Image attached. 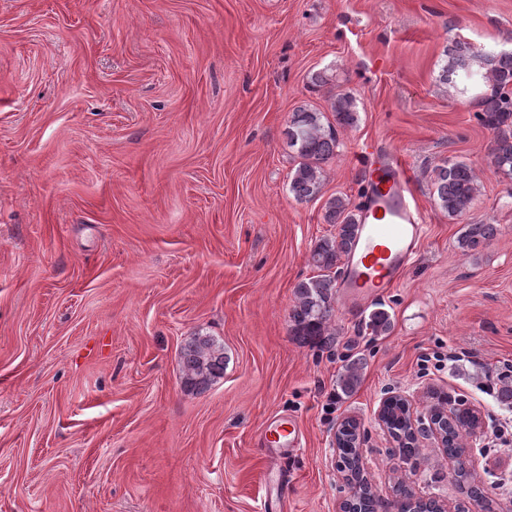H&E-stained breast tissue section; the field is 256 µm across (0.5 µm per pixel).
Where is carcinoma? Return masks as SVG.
Instances as JSON below:
<instances>
[{"instance_id": "obj_1", "label": "carcinoma", "mask_w": 512, "mask_h": 512, "mask_svg": "<svg viewBox=\"0 0 512 512\" xmlns=\"http://www.w3.org/2000/svg\"><path fill=\"white\" fill-rule=\"evenodd\" d=\"M439 81L456 85L483 84L491 88L490 95L482 98L484 112L478 115L482 124L492 133L489 147L491 162L496 171L512 176V52L475 56L464 53L452 58L451 63L439 74ZM336 125H323L320 113L301 110L293 114L288 127L289 146L300 162L290 175L289 188L300 201L314 199L321 190L323 165L336 156L338 145L336 126H352L357 122L354 99L346 93H338L331 102ZM433 186L441 208L450 216L464 213L478 191L472 167L464 161L451 162L434 170ZM325 220L338 227L336 236L322 238L311 253L313 265L319 274L300 281L294 290L295 304L291 310V332L303 342L320 347L336 343L335 334L328 323L333 315L336 281L340 274L339 264L349 250L356 229V217L350 201L335 197L326 203ZM497 232L494 224H469L459 239V245L475 250L493 239ZM391 328L389 313L384 309L372 311L365 322V329L380 336ZM183 387L188 391H202L215 380L224 376V346L210 336L197 334L190 338L180 351ZM360 364L344 367L338 378L342 393L350 395L360 383ZM384 417L392 434L401 439L403 456L417 457L420 449L409 445L407 417L403 404L391 399L384 408ZM471 424L469 407L461 399L456 409V424L448 432V454H458L455 447L460 431ZM338 467L348 474L354 489L350 501L360 505L361 512H374L379 498L364 479L359 466V428L347 421L338 429ZM396 499L391 508L395 512H413L403 483H398Z\"/></svg>"}]
</instances>
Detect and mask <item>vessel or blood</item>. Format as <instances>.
<instances>
[{
    "label": "vessel or blood",
    "instance_id": "vessel-or-blood-1",
    "mask_svg": "<svg viewBox=\"0 0 512 512\" xmlns=\"http://www.w3.org/2000/svg\"><path fill=\"white\" fill-rule=\"evenodd\" d=\"M359 162L368 185L356 238L339 281L340 297L348 305L393 288L417 257L426 235L423 212L408 202L409 184L402 164L371 146L362 149ZM264 439L267 447L280 452L299 448L296 418L274 419Z\"/></svg>",
    "mask_w": 512,
    "mask_h": 512
}]
</instances>
